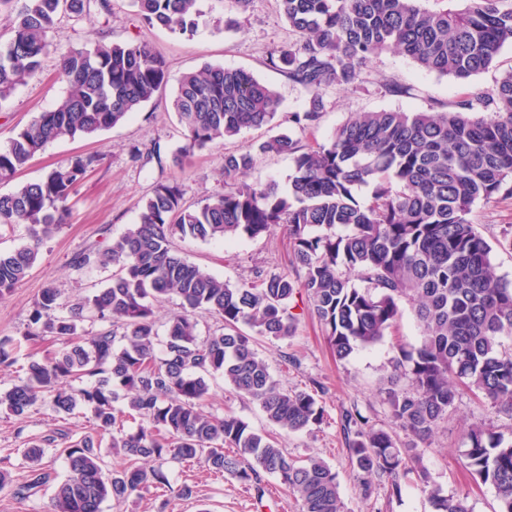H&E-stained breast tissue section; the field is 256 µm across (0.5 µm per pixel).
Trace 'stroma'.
<instances>
[{"label": "stroma", "instance_id": "obj_1", "mask_svg": "<svg viewBox=\"0 0 512 512\" xmlns=\"http://www.w3.org/2000/svg\"><path fill=\"white\" fill-rule=\"evenodd\" d=\"M198 9V25L191 34L148 26L139 19L133 0H112V13L108 16L95 9L80 21L60 15L52 32L54 48L43 57L40 73L0 101L3 150L17 131L37 113L53 108L66 93V83L56 78L61 51L72 46L89 48L104 39L119 45H146L167 64L166 85L122 125L93 139H58L19 174L17 181L23 184L39 179L48 169L74 155L99 156L95 169L73 190L64 224L41 247L28 276L0 298V337L20 340L23 352L13 367L0 369V388L17 384L26 376L25 354L33 347L23 343L22 336L28 315L44 288H58L64 299L73 300L104 287L111 278L113 268L109 265L75 271L71 261L76 254L104 249L113 237L136 223L142 198L157 182L180 181L184 200L191 206L222 194L225 152L267 140L273 132L291 130L289 114L305 107L307 92L267 61L273 47L288 46L295 39L278 0H249L243 9L233 0H198ZM231 17L238 21V29L226 28L225 22ZM207 63L245 69L272 88L280 99L279 127L274 131L267 127L249 129L238 138L215 141L196 151L180 170L171 162L174 151L183 143L172 101L182 75ZM389 82L406 86L407 94L385 93L383 86ZM464 91V86L453 78L425 71L408 57L388 52L369 63L366 81L360 87L324 92L325 109L318 125L302 132L300 138L309 145L325 141L336 127L358 112L444 110ZM135 146L144 151L159 149L160 157L141 163L131 156ZM292 172L291 157L261 154L245 180L262 185L273 182L284 190ZM470 218L482 235L495 244L491 261L497 275L512 281V249L496 244L502 229L512 225V195L499 196L491 204L475 203ZM174 245L190 261L234 283L253 281L259 269L288 275L293 272L288 233L281 226L253 239L204 242L178 237ZM292 304L298 317L293 335L284 340H259L257 349L283 388L316 393L324 410L322 423L302 432L280 433L256 401L225 384L220 376L210 381L208 411L219 417L235 415L256 431L279 435L290 457L326 461L337 474L345 512H433L428 493L416 482L403 483L400 494L395 495L390 479L380 475L373 477L370 492H363L340 423L342 412L354 406L370 424L391 427L388 408L378 393L395 373L400 348L410 349L419 343V328L411 308H404L395 335L357 349L348 359L339 361L304 294H296ZM92 423V414L86 409L62 417L39 406L21 420L0 410V470L9 471L15 482H22L28 473L23 449L32 440L50 435L55 442L47 447L42 466L63 474L66 435L88 432ZM475 423L491 427L504 440H512L511 415L464 393L423 448V463L443 494L465 496L469 512H498L493 487L475 482L463 465L464 434ZM163 470L168 485L140 497L131 496L123 505V512H300L299 502L279 480L266 473L258 481L244 483L232 474H217L195 465L169 463ZM185 483L193 488L188 499L178 494Z\"/></svg>", "mask_w": 512, "mask_h": 512}]
</instances>
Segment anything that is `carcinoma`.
Masks as SVG:
<instances>
[{
	"mask_svg": "<svg viewBox=\"0 0 512 512\" xmlns=\"http://www.w3.org/2000/svg\"><path fill=\"white\" fill-rule=\"evenodd\" d=\"M198 0H136L138 15L172 32L193 31ZM420 0H279L295 41L268 54L270 67L309 94L306 107L289 116L299 131L315 127L324 112L323 92L363 82L375 57L394 51L420 68L460 82L488 70L512 43V0H467L462 9L433 11ZM111 12L110 0H23L8 39L0 42V100L41 69L57 15L82 17L91 5ZM68 85L56 106L40 112L0 151V183L47 145L64 137H96L123 123L167 83L163 58L145 45L99 42L60 55ZM274 90L251 73L205 65L182 76L173 108L184 145L173 163L217 139L271 126L279 110ZM286 154L294 172L288 190L239 180L254 152ZM95 154L75 155L35 181L0 194V229L26 226L28 243L0 252V297L34 267L40 246L64 223L74 188L92 172ZM224 193L201 205L185 204L179 181H161L142 200L136 224L103 250L83 252L77 270L116 267L110 282L76 303L47 287L29 314L24 333L37 343L64 340L57 352L30 354L26 377L0 389V408L16 418L47 405L58 415L89 408L93 431L70 439L66 474L46 512H103L136 494L167 485L163 465L186 463L229 472L244 482L265 472L277 477L302 504V512H344L336 472L323 460H295L277 440L234 415L204 410L209 380L224 382L256 401L266 418L288 432L321 423L315 395L282 389L256 349L258 338L284 339L295 330L289 301L299 290L325 328L340 360L381 341L408 304L420 329L417 347L399 349L395 368L408 386L380 391L393 424L421 443L448 418L459 390L467 389L512 416V353L501 339L512 336V282L498 277L492 245L468 215L493 202L512 184V70L491 91L475 88L448 111L362 112L332 136L307 147L278 135L239 153L224 155ZM371 189L367 201L360 189ZM274 225L288 231L296 277L256 271L255 281L233 283L187 260L175 236L208 240L258 237ZM341 228L340 234L330 230ZM358 277L364 283L352 282ZM175 295L181 311L165 322L164 355L152 303ZM224 321V332L201 342L195 312ZM97 319L124 326L123 336L104 328L85 339L80 324ZM121 346L115 347V341ZM16 363V343L0 338V369ZM122 400L142 424L124 430ZM351 464L364 491L371 478L414 476L429 489L434 512H467L464 501L431 485L418 446L400 448L393 434L376 429L356 408L341 414ZM125 464L104 469L100 448ZM40 439L24 449L31 478L15 493H32L50 482L39 468ZM236 449L224 452V446ZM464 466L491 484L499 512H512V443L482 425L465 433Z\"/></svg>",
	"mask_w": 512,
	"mask_h": 512,
	"instance_id": "carcinoma-1",
	"label": "carcinoma"
}]
</instances>
